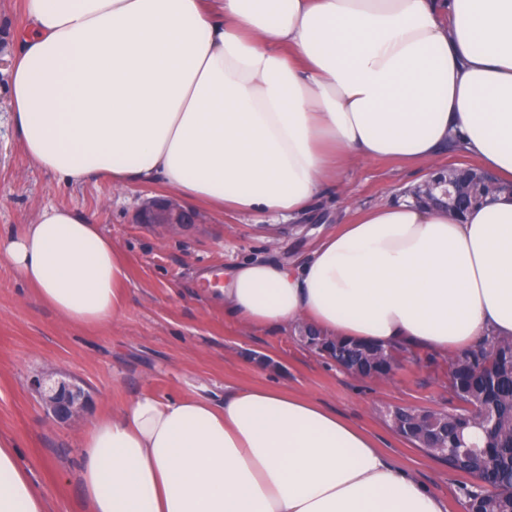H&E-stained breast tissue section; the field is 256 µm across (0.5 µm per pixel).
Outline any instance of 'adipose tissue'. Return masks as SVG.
<instances>
[{
  "label": "adipose tissue",
  "mask_w": 512,
  "mask_h": 512,
  "mask_svg": "<svg viewBox=\"0 0 512 512\" xmlns=\"http://www.w3.org/2000/svg\"><path fill=\"white\" fill-rule=\"evenodd\" d=\"M9 84L29 160L66 183L160 182L219 214L312 216L357 160L452 146L512 183V0H24ZM65 320L108 326L126 267L100 225L49 206L0 237ZM226 318L447 353L512 339V193L461 219L369 208L301 263L245 260ZM87 512H444L355 423L284 388L222 403L143 393L80 439ZM0 512H50L0 434Z\"/></svg>",
  "instance_id": "obj_1"
}]
</instances>
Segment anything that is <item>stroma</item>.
I'll list each match as a JSON object with an SVG mask.
<instances>
[{
  "instance_id": "stroma-1",
  "label": "stroma",
  "mask_w": 512,
  "mask_h": 512,
  "mask_svg": "<svg viewBox=\"0 0 512 512\" xmlns=\"http://www.w3.org/2000/svg\"><path fill=\"white\" fill-rule=\"evenodd\" d=\"M26 24L24 0H0V232L19 231L43 207L65 205L101 225L127 265L123 312L112 326L98 328L69 323L0 263V433L17 441L51 512H86L77 448L94 417L120 412L140 393L220 396L228 386H280L323 404L432 487L447 512H464L463 475L407 443L383 416L395 405L447 407L445 355L406 366L387 381L359 380L307 349L295 328L266 331L226 319L198 276L244 259L302 261L356 210L409 195L431 168L469 166L472 158L451 150L431 165L359 161L343 173L318 218L273 222L217 216L201 207L198 224L162 236L133 221L144 198L166 195L161 183L118 188L99 177L66 184L23 152L11 120L8 76L16 35ZM37 375L72 381L84 393L83 409L53 421L30 386Z\"/></svg>"
}]
</instances>
